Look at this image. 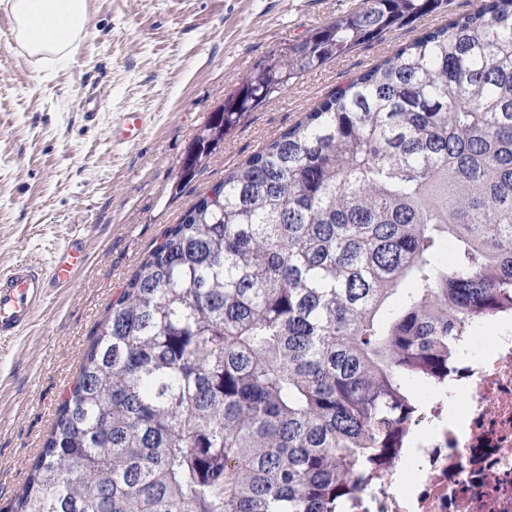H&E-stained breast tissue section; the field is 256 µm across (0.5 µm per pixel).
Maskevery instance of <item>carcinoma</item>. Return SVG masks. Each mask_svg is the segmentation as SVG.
Segmentation results:
<instances>
[{"mask_svg": "<svg viewBox=\"0 0 512 512\" xmlns=\"http://www.w3.org/2000/svg\"><path fill=\"white\" fill-rule=\"evenodd\" d=\"M253 71L245 113L443 0H365ZM454 246V260L445 249ZM512 309V0L359 73L167 228L83 353L11 512H348Z\"/></svg>", "mask_w": 512, "mask_h": 512, "instance_id": "cac0c4a2", "label": "carcinoma"}]
</instances>
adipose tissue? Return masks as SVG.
<instances>
[{
  "instance_id": "1",
  "label": "adipose tissue",
  "mask_w": 512,
  "mask_h": 512,
  "mask_svg": "<svg viewBox=\"0 0 512 512\" xmlns=\"http://www.w3.org/2000/svg\"><path fill=\"white\" fill-rule=\"evenodd\" d=\"M13 18L15 39L32 56L73 57L86 27V0H0Z\"/></svg>"
}]
</instances>
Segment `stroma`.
Wrapping results in <instances>:
<instances>
[{
    "label": "stroma",
    "instance_id": "35a3bbf8",
    "mask_svg": "<svg viewBox=\"0 0 512 512\" xmlns=\"http://www.w3.org/2000/svg\"><path fill=\"white\" fill-rule=\"evenodd\" d=\"M477 4L447 0L291 82L189 182L182 161L225 98L364 0H87L72 61L51 68L0 25V272L46 263L77 234L87 254L71 284L50 286L28 328L0 338V512H10L108 306L167 227L337 85ZM89 89L98 111L82 109ZM137 110L151 116L142 139L113 142L117 118Z\"/></svg>",
    "mask_w": 512,
    "mask_h": 512
}]
</instances>
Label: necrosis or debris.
I'll return each instance as SVG.
<instances>
[{
  "mask_svg": "<svg viewBox=\"0 0 512 512\" xmlns=\"http://www.w3.org/2000/svg\"><path fill=\"white\" fill-rule=\"evenodd\" d=\"M352 512H512V314L476 322L445 388Z\"/></svg>",
  "mask_w": 512,
  "mask_h": 512,
  "instance_id": "obj_1",
  "label": "necrosis or debris"
}]
</instances>
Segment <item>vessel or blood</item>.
<instances>
[{"label": "vessel or blood", "mask_w": 512, "mask_h": 512, "mask_svg": "<svg viewBox=\"0 0 512 512\" xmlns=\"http://www.w3.org/2000/svg\"><path fill=\"white\" fill-rule=\"evenodd\" d=\"M146 126L145 113L126 112L112 136L117 142L131 144L141 138ZM84 261V246L74 239L57 251L50 269L25 265L0 275V335L13 336L25 330L43 306L49 285L69 284Z\"/></svg>", "instance_id": "vessel-or-blood-1"}]
</instances>
